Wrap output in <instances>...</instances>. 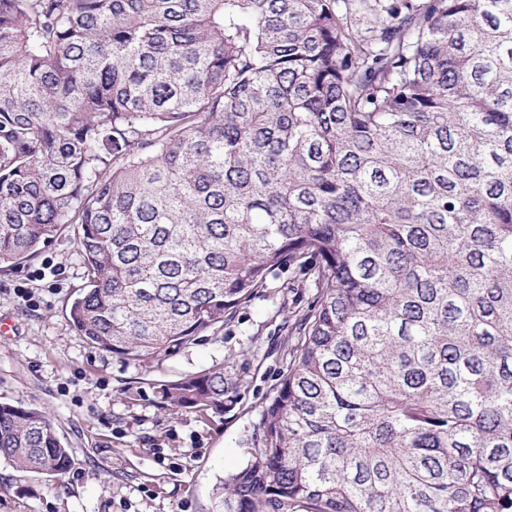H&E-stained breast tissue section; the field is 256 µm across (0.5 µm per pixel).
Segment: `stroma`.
I'll use <instances>...</instances> for the list:
<instances>
[{
  "mask_svg": "<svg viewBox=\"0 0 512 512\" xmlns=\"http://www.w3.org/2000/svg\"><path fill=\"white\" fill-rule=\"evenodd\" d=\"M79 227L66 225L38 255L0 269V402L45 412L69 448L64 484L0 460V512H217L220 478L259 445L256 425L287 363L288 312L316 294L291 272L224 327L149 365L92 347L69 307L84 283ZM223 366L235 397L200 417L170 410L160 384Z\"/></svg>",
  "mask_w": 512,
  "mask_h": 512,
  "instance_id": "stroma-1",
  "label": "stroma"
}]
</instances>
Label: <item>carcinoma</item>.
<instances>
[{"mask_svg": "<svg viewBox=\"0 0 512 512\" xmlns=\"http://www.w3.org/2000/svg\"><path fill=\"white\" fill-rule=\"evenodd\" d=\"M66 224L134 363L317 288L223 512H512V0H0V266ZM0 458L72 465L2 402Z\"/></svg>", "mask_w": 512, "mask_h": 512, "instance_id": "obj_1", "label": "carcinoma"}]
</instances>
